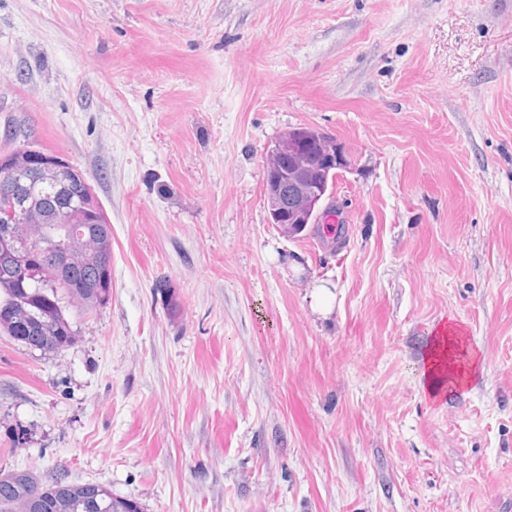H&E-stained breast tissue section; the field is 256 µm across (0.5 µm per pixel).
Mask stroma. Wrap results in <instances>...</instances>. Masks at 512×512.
Returning <instances> with one entry per match:
<instances>
[{
    "instance_id": "stroma-1",
    "label": "stroma",
    "mask_w": 512,
    "mask_h": 512,
    "mask_svg": "<svg viewBox=\"0 0 512 512\" xmlns=\"http://www.w3.org/2000/svg\"><path fill=\"white\" fill-rule=\"evenodd\" d=\"M330 133L337 248L264 202ZM82 171L112 294L0 334L4 461L145 512H512V0H0V153ZM452 323L481 365L424 388Z\"/></svg>"
}]
</instances>
